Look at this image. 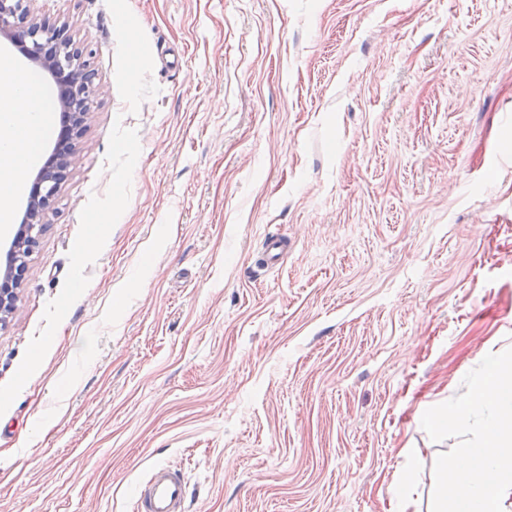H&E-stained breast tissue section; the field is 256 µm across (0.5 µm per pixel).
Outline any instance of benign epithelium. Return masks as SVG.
Listing matches in <instances>:
<instances>
[{
  "label": "benign epithelium",
  "instance_id": "benign-epithelium-1",
  "mask_svg": "<svg viewBox=\"0 0 512 512\" xmlns=\"http://www.w3.org/2000/svg\"><path fill=\"white\" fill-rule=\"evenodd\" d=\"M32 2L0 0V36L17 46L27 60L50 72L61 85L58 106L67 115L68 129L50 162L31 177L20 228L10 242L5 261L0 263V326L13 311L16 289L25 276V259L34 242L31 224L49 208L74 165V140L83 134L95 100L104 93L83 65V54L68 34L69 25L46 23L31 9Z\"/></svg>",
  "mask_w": 512,
  "mask_h": 512
}]
</instances>
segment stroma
<instances>
[{"label":"stroma","instance_id":"obj_1","mask_svg":"<svg viewBox=\"0 0 512 512\" xmlns=\"http://www.w3.org/2000/svg\"><path fill=\"white\" fill-rule=\"evenodd\" d=\"M33 8L105 93L0 326V512L159 464L186 512H431L422 415L512 348V0Z\"/></svg>","mask_w":512,"mask_h":512}]
</instances>
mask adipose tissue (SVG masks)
<instances>
[{"mask_svg": "<svg viewBox=\"0 0 512 512\" xmlns=\"http://www.w3.org/2000/svg\"><path fill=\"white\" fill-rule=\"evenodd\" d=\"M0 223L9 221L12 201L22 185L21 176L36 155L48 115L27 93L28 80L14 69L11 58L0 57Z\"/></svg>", "mask_w": 512, "mask_h": 512, "instance_id": "obj_1", "label": "adipose tissue"}]
</instances>
